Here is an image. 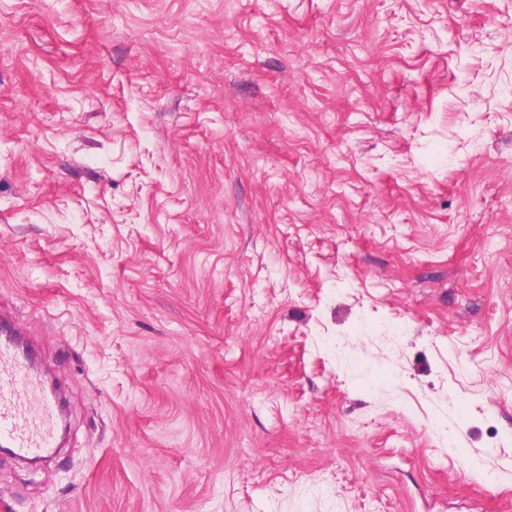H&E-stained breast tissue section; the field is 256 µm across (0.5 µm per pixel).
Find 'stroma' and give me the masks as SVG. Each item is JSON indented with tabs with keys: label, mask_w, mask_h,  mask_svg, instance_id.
I'll list each match as a JSON object with an SVG mask.
<instances>
[{
	"label": "stroma",
	"mask_w": 512,
	"mask_h": 512,
	"mask_svg": "<svg viewBox=\"0 0 512 512\" xmlns=\"http://www.w3.org/2000/svg\"><path fill=\"white\" fill-rule=\"evenodd\" d=\"M0 314L11 512H512V0H0ZM15 324L0 323V446L22 460L48 457L58 446L56 393L22 353Z\"/></svg>",
	"instance_id": "stroma-1"
}]
</instances>
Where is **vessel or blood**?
<instances>
[{"label":"vessel or blood","mask_w":512,"mask_h":512,"mask_svg":"<svg viewBox=\"0 0 512 512\" xmlns=\"http://www.w3.org/2000/svg\"><path fill=\"white\" fill-rule=\"evenodd\" d=\"M18 326L0 323V446L20 459L39 460L58 445V398L20 347Z\"/></svg>","instance_id":"1"}]
</instances>
